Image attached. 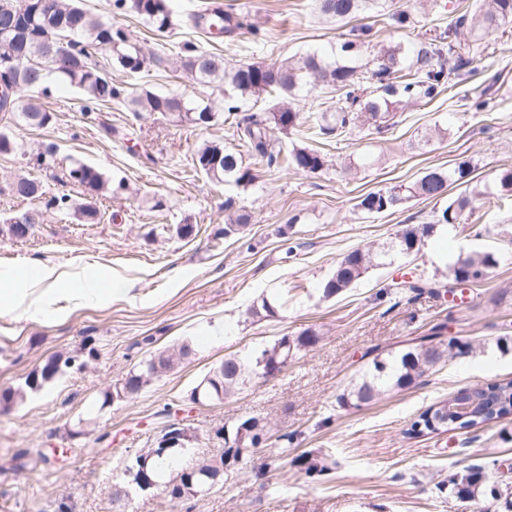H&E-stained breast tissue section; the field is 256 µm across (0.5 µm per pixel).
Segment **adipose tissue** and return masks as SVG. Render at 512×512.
I'll return each mask as SVG.
<instances>
[{"label":"adipose tissue","instance_id":"adipose-tissue-1","mask_svg":"<svg viewBox=\"0 0 512 512\" xmlns=\"http://www.w3.org/2000/svg\"><path fill=\"white\" fill-rule=\"evenodd\" d=\"M125 280L89 276L84 272H68L55 265L40 266L37 275L20 286L0 289V313L36 318L41 315H61L56 302L66 297L73 302L101 301L125 294Z\"/></svg>","mask_w":512,"mask_h":512}]
</instances>
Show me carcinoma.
I'll list each match as a JSON object with an SVG mask.
<instances>
[{"label": "carcinoma", "instance_id": "obj_1", "mask_svg": "<svg viewBox=\"0 0 512 512\" xmlns=\"http://www.w3.org/2000/svg\"><path fill=\"white\" fill-rule=\"evenodd\" d=\"M389 0H315L316 9L324 16L346 21L361 12H387L388 19L400 27L413 25L417 20L404 10L388 11ZM131 14L144 20L158 36L164 35L174 25V14L169 0H112L109 15L93 13L81 5V0H0V63L10 60L14 66L13 79L16 90L11 97L0 98V112L8 114L19 127H41L51 120V113L44 109L38 93H44L51 81L77 89L84 101L83 109L117 102L132 112L159 114L172 122H191L213 125L221 118L233 119L236 135L245 152L230 151L219 142H207L196 154L198 168L218 183H230L246 188L253 184L255 176L250 165L272 168L282 166L297 171L316 173L325 167V158L314 149L287 147L274 137V131L288 133L305 125L313 135L338 136L364 121L372 122L377 134L394 129L395 109L402 103L431 100L442 90L453 89L460 71L472 61L471 50H462L459 40L464 28L473 32L475 40L482 34L512 26V0H476L473 13H448V27L437 36L422 44L417 52V70L413 77L401 75L406 48L400 44L382 45L365 64V70L342 65L326 54L305 53L292 56L277 65L263 66L243 63L228 67L224 55L197 47H184L181 67L201 83L224 85V102L197 101L177 93H157L134 85L127 87L112 83L109 68L116 66L133 76L143 72L156 54L145 53L132 40L130 33L117 21L121 15ZM193 24L204 27L207 33L231 36L243 29V23L235 16L224 13V22L206 19L196 13ZM374 36L369 24L354 26L345 34L341 51L349 53L357 46L371 42ZM110 56V62L100 63L99 57ZM328 86L337 93L334 110H319L303 121L288 97L298 88L315 89ZM255 99L273 98L276 103L267 112L238 116V101L244 97ZM22 145L11 132L0 131V155L21 152ZM249 156L252 164L245 163ZM475 166L470 159H461L448 169L431 168L410 185H393L364 195L358 207L368 214L392 211L411 198L434 199L444 196L448 187L468 185ZM67 176L94 196L108 192L109 183L96 168L73 161L67 168ZM17 194L25 199L29 193L40 199L44 196L43 185L35 186V178L17 175ZM481 195L486 199L512 200V167L494 171L492 181L484 184ZM472 203V198L461 194L448 199V205L434 215L429 224H418L396 235L388 249L381 246H362L346 254L336 264V269L324 286L326 296L337 295L351 287L371 269L391 264L394 257L418 253L424 239L441 224H457L461 213ZM47 206L73 212L74 218L83 223L95 219L97 210L90 202L74 203L71 198L56 196ZM495 252L472 250L460 254L448 263V279L451 283L483 281L496 267ZM413 281L394 282L389 295L413 301L428 293H437L435 282L412 274ZM285 304L283 295L262 300L261 307L251 314L274 317ZM318 338L304 332L298 336L284 335L273 344L266 345L246 357L229 356L205 375L211 385L210 402H221L240 390L247 379L260 370V362L281 363L286 358L314 346ZM472 346L462 345L450 339L440 340L434 332L418 338L415 344L399 354L378 355L368 364L365 374L353 390L341 396L342 403L359 407L374 400L385 386L403 389L421 380L445 356L460 357L469 354ZM73 359L52 357L41 367L33 370L16 389L0 393V403L11 405L24 399L27 392H35L51 382L64 369L71 367ZM174 357L156 353L137 363L127 374L122 385L103 394L101 407L116 401L136 398L154 379L172 370ZM477 409L488 417H501L512 408V380L493 382L472 392ZM259 419L247 417L232 428L224 427L215 437L224 441V458L240 463L251 453H240L238 443L241 432L255 429ZM177 453L152 457L148 473L153 479L166 483L171 480L170 469ZM299 463L304 474L320 477L330 467L318 456L304 452ZM452 491L461 499L483 500L485 512H512V488L502 484L493 486L488 469L480 463H472L454 473L448 480Z\"/></svg>", "mask_w": 512, "mask_h": 512}]
</instances>
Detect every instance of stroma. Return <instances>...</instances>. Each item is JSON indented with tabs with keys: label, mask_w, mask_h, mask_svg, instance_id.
<instances>
[{
	"label": "stroma",
	"mask_w": 512,
	"mask_h": 512,
	"mask_svg": "<svg viewBox=\"0 0 512 512\" xmlns=\"http://www.w3.org/2000/svg\"><path fill=\"white\" fill-rule=\"evenodd\" d=\"M222 2L225 10L245 15L258 36L209 38L188 20L207 0H172L176 25L165 38L135 16L121 17L133 39L162 58L139 76V86L208 97L211 86L176 64L187 45L221 53L229 64L270 65L295 54L330 52L351 25L369 24L373 42L342 58L359 66L372 58L376 43L401 39L413 50L448 24L447 16L432 14L403 37L371 14L351 22L324 18L314 0ZM485 42L483 55L465 68V85L492 86L490 110L468 111L459 97L443 92L400 107L397 126L383 136L366 125L312 141L293 131L288 143L319 150L326 167L313 174L258 166L245 189L215 183L196 165L202 142L236 149L229 124L176 125L116 104L87 112L65 86L43 97L51 121L18 131L24 154L0 156V269H108L130 289L109 301L71 304L61 320L0 315V391L18 387L52 356L75 359L40 391L0 410V512H58L63 501L70 512H483L480 503L451 492L448 478L474 461L512 459V416L468 431L410 437L406 430L424 409L459 389L512 379V353L496 346L498 337H512V205L474 201L448 238L432 235L407 262L409 270L438 278L444 290L446 268L437 256L496 251L498 266L469 288L464 304L443 296L393 303L382 291L400 275L396 264L371 270L338 295L325 296L323 286L349 251L371 241L389 243L402 229L431 222L459 190L453 186L446 197L413 199L376 215L359 208L362 196L413 183L426 169L462 158L476 162L477 187L493 170L512 166V32L489 34ZM46 150L52 153L48 163L30 169L48 194L88 200L84 188L63 179L64 166L74 160L126 188L92 199L98 211L93 223L48 210L27 239H14L8 219L35 204L9 195L6 183ZM364 155L369 166L344 174L350 160ZM229 204L250 216L242 236L220 235ZM181 224L192 225V234L178 236ZM290 245L296 255L288 260ZM281 288L288 291L287 309L271 318L251 315ZM437 324L444 338L474 343L473 353L442 360L423 382L385 389L370 403L341 404L373 350L400 349ZM218 325L223 336H212ZM307 330L318 343L300 351L279 376L251 379L218 403L190 404L192 388L225 357ZM184 345L189 354L138 398L102 408L104 392L121 385L141 359ZM245 416L264 420L266 440L225 475L223 486L179 505L159 493L132 494L126 462L154 447L169 419L184 420L195 435L196 457L204 458L221 451L213 431ZM88 417L93 425L75 435L78 420ZM287 431L294 442L285 450L278 437ZM54 448L63 449V457L34 470L12 462L17 453L35 456ZM305 451L323 457L330 474L308 478L293 462ZM267 460L272 467L262 487L252 469Z\"/></svg>",
	"instance_id": "35a3bbf8"
}]
</instances>
